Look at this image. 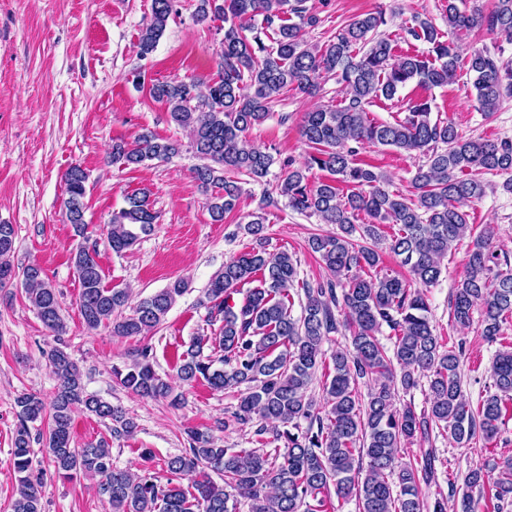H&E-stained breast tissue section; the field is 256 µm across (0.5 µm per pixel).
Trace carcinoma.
I'll list each match as a JSON object with an SVG mask.
<instances>
[{"instance_id":"obj_1","label":"carcinoma","mask_w":512,"mask_h":512,"mask_svg":"<svg viewBox=\"0 0 512 512\" xmlns=\"http://www.w3.org/2000/svg\"><path fill=\"white\" fill-rule=\"evenodd\" d=\"M177 0H152L151 16L138 39V54H151ZM460 0H444L448 30L417 14L407 33L430 44L428 55L397 53L392 41L379 33L385 13L375 11L348 20L323 44L303 38L319 23L305 0H198V22L221 19L224 39L217 79L158 82L151 96L167 107L171 120L190 130L191 149L203 160L194 176L210 193L211 219L224 221L235 211L241 188L230 174L264 182L274 157L247 139L248 131L268 119L272 106L291 91L314 95L322 82L334 76L342 87L338 105H319L305 113L299 125L309 155L301 166L284 163L286 172L277 193L288 207L316 215L337 232L315 235L309 248L319 255L328 277L301 282L305 301L301 314H291V291L298 282V263L285 250L266 249L265 218L261 214L236 230L255 246L224 263L203 291L199 305L207 310L211 336H196L177 366L187 384L204 380L215 391L248 385L232 413L240 425L263 421L255 434L274 424V440L283 448L233 450L217 444L212 433L187 431L189 448L164 461L171 475L165 485L112 463L108 441L73 446L72 415L78 408L111 423L112 438L133 435L136 422L125 410L86 390L83 373L62 347L48 353L59 385L50 404L32 394L16 401L17 425L10 450L18 498L13 512H43L42 479L33 468L30 425L48 419L45 447L56 475L71 481L79 475L99 479L112 512H235L237 498L251 502L250 512H325L336 496V512L355 502L356 512H446L447 500L429 502L425 489L436 480L433 449L405 461L406 445L427 439L433 427L448 433L458 446H470L476 436L492 441L512 400V343L496 351L491 378L496 392L472 406L463 392L460 358L462 344L450 346L434 333L426 294L412 287L435 284L441 261L459 241L469 236L473 247L467 273L451 296L453 321L470 325L481 316L482 336L500 339L502 325L512 319V263L493 249L494 227L475 234L464 206L482 199L489 184L482 174L507 173L504 190L512 193V140L465 138L450 121L431 119V102L411 103L408 115L393 123L373 122L366 107L378 98L392 99L410 82L431 90L452 83L460 49L452 38L457 30L481 28L512 40V0H492L484 9L459 7ZM297 21L289 22V16ZM262 17L272 30V45L260 33L245 35L246 20ZM472 76L471 97L477 109L490 116L502 101L512 98V64L485 47L471 51L465 61ZM364 144L381 145L422 157L406 196L388 189L379 173L356 162ZM181 152V143L143 132L131 143L112 146V159L127 166L166 161ZM318 168L329 177L310 181ZM66 215L76 233L86 232L84 197L87 174L74 165L65 175ZM365 215L369 223H358ZM158 213L147 191L128 197V207L112 214L107 240L120 254L140 235L150 234ZM393 227L389 236L381 226ZM15 239L12 224H0V287L16 278L11 263ZM394 254L410 278L380 273L384 250ZM97 250L80 248L74 266L81 292L79 313L85 326H109L117 336H147L154 331L186 291L176 280L141 300L125 316L130 291L104 284ZM508 270H503L502 266ZM28 300L43 326L60 336L66 331L59 300L42 268L22 269ZM341 318H336L334 310ZM394 332L393 350L381 344L383 326ZM350 333V345L336 347L330 359L321 349L332 333ZM221 352L204 354V347ZM329 377L325 403L317 407L307 390L318 369ZM115 380L144 399L180 396L154 369L149 346L125 368L112 369ZM428 383V407L416 412L412 403L398 409L395 388L404 392ZM369 387L362 398L360 385ZM308 423L301 429L300 421ZM500 469L494 497L512 503V458L490 463ZM221 476L218 484L209 472ZM196 475L185 488L174 482ZM484 472L471 470L463 486L448 482L461 512H477Z\"/></svg>"}]
</instances>
